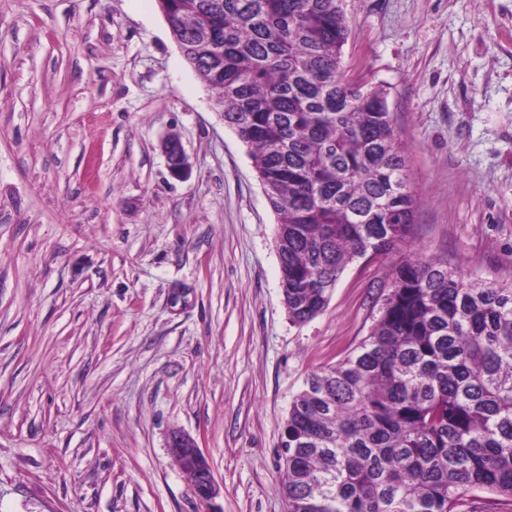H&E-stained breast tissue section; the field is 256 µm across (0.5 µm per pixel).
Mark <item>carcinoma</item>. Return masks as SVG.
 I'll return each instance as SVG.
<instances>
[{
  "label": "carcinoma",
  "instance_id": "1",
  "mask_svg": "<svg viewBox=\"0 0 512 512\" xmlns=\"http://www.w3.org/2000/svg\"><path fill=\"white\" fill-rule=\"evenodd\" d=\"M249 149L278 216L283 302L305 324L347 267L411 234L416 202L387 93L351 84L341 0H157ZM368 335L288 411V512H460L512 501V281L404 256ZM462 509L476 512H512V505L501 497L488 493H476L475 496L467 497Z\"/></svg>",
  "mask_w": 512,
  "mask_h": 512
}]
</instances>
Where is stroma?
<instances>
[{
  "label": "stroma",
  "mask_w": 512,
  "mask_h": 512,
  "mask_svg": "<svg viewBox=\"0 0 512 512\" xmlns=\"http://www.w3.org/2000/svg\"><path fill=\"white\" fill-rule=\"evenodd\" d=\"M342 8L344 69L387 89L417 209L297 325L277 216L156 0H0V512H288L290 404L367 336L400 253L512 280V0ZM162 149L168 159L172 175L182 177L186 172V159L180 141L175 137H168L163 141ZM167 445L186 474L196 498L211 502L217 496L218 488L208 459L198 442L181 431H173Z\"/></svg>",
  "instance_id": "1"
}]
</instances>
